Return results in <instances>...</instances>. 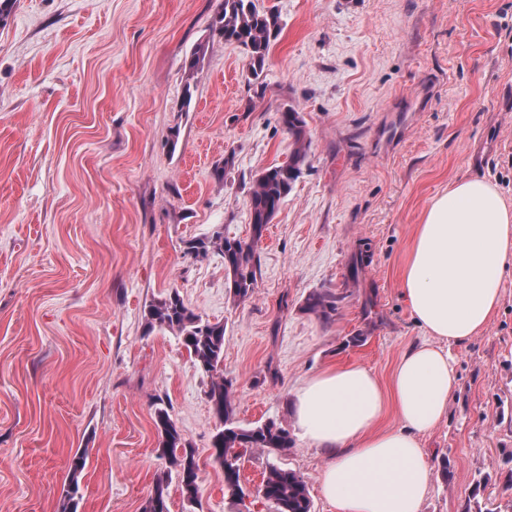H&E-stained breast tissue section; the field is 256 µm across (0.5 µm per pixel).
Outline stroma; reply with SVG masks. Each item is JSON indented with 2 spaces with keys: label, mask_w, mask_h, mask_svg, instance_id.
Returning <instances> with one entry per match:
<instances>
[{
  "label": "stroma",
  "mask_w": 512,
  "mask_h": 512,
  "mask_svg": "<svg viewBox=\"0 0 512 512\" xmlns=\"http://www.w3.org/2000/svg\"><path fill=\"white\" fill-rule=\"evenodd\" d=\"M221 3L14 0L0 20V512H61L82 450L77 512H143L161 477L185 512L159 408L196 451L202 512H238L212 457L210 379L175 333L146 330L145 306L175 289L222 322L238 420L293 431L307 377L358 364L386 385L422 339L400 276L430 200L477 176L512 205V0H258L283 23L261 96L211 28ZM287 107L308 163L257 239L249 192L294 148ZM219 225L253 244L247 299L218 252H184ZM314 292L334 296L330 318L307 309ZM448 350L457 386L420 437L421 512H489L512 500V263L485 330ZM292 442L247 457L244 486L274 462L312 512H334L324 456Z\"/></svg>",
  "instance_id": "1"
}]
</instances>
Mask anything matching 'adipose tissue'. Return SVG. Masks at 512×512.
Instances as JSON below:
<instances>
[{
  "mask_svg": "<svg viewBox=\"0 0 512 512\" xmlns=\"http://www.w3.org/2000/svg\"><path fill=\"white\" fill-rule=\"evenodd\" d=\"M511 259L512 206L487 179L454 181L431 199L402 269V294L424 338L401 355L391 390L359 365L299 386L296 424L325 457L320 490L335 512H421L431 469L419 436L446 415L456 387L447 345L486 328ZM390 404L400 424L377 430Z\"/></svg>",
  "mask_w": 512,
  "mask_h": 512,
  "instance_id": "obj_1",
  "label": "adipose tissue"
}]
</instances>
